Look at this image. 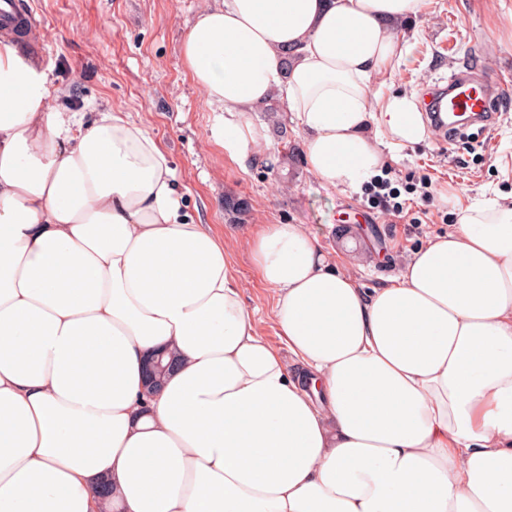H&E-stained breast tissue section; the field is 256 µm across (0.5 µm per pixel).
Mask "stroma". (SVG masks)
Here are the masks:
<instances>
[{
    "label": "stroma",
    "instance_id": "1",
    "mask_svg": "<svg viewBox=\"0 0 512 512\" xmlns=\"http://www.w3.org/2000/svg\"><path fill=\"white\" fill-rule=\"evenodd\" d=\"M207 0H32L41 40L30 59L60 89L66 115L89 124L120 112L164 147L175 171L183 212L224 239L225 256L256 313L259 336L277 350L285 344L273 319V294L251 256L250 238L264 224H303L318 234L338 269L355 271L375 288L398 275L411 254L451 228L457 209L512 194V109L468 142L447 144L436 132L395 150L399 180L430 179L433 199L395 219L369 208L363 193L322 186L304 159L285 158L271 144L240 169L213 137L216 114L181 61L182 44ZM408 50L394 69L377 71L381 96L407 93L423 100L438 80L464 60L484 70L512 97V0H421L416 17L397 28ZM246 199L232 217L225 197Z\"/></svg>",
    "mask_w": 512,
    "mask_h": 512
}]
</instances>
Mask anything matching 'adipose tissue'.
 Wrapping results in <instances>:
<instances>
[{
	"instance_id": "1",
	"label": "adipose tissue",
	"mask_w": 512,
	"mask_h": 512,
	"mask_svg": "<svg viewBox=\"0 0 512 512\" xmlns=\"http://www.w3.org/2000/svg\"><path fill=\"white\" fill-rule=\"evenodd\" d=\"M420 2L210 0L182 57L225 157L262 155L246 111L276 90L324 186L423 142L414 96L371 103ZM52 94L0 41V512H512V206L459 209L371 290L266 225L251 251L296 375L157 141L112 112L74 127ZM160 350L179 366L150 397Z\"/></svg>"
}]
</instances>
